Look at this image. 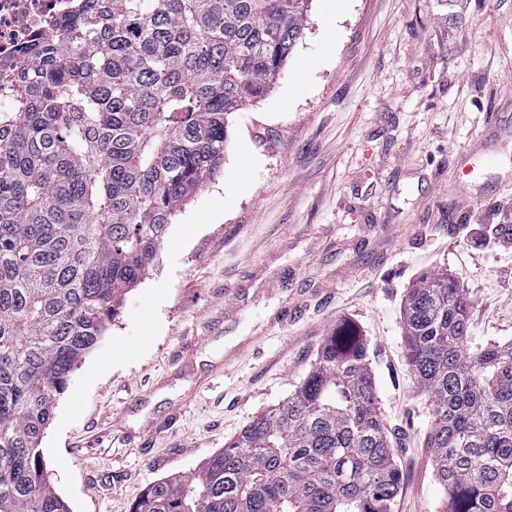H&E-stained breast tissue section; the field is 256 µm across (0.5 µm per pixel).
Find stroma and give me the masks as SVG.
<instances>
[{
  "label": "stroma",
  "mask_w": 512,
  "mask_h": 512,
  "mask_svg": "<svg viewBox=\"0 0 512 512\" xmlns=\"http://www.w3.org/2000/svg\"><path fill=\"white\" fill-rule=\"evenodd\" d=\"M512 0H309L269 94L79 363L41 443L71 512H132L287 400L353 323L402 470L440 512L432 405L402 313L447 270L480 339L512 344Z\"/></svg>",
  "instance_id": "1"
}]
</instances>
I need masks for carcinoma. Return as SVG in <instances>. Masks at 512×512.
Here are the masks:
<instances>
[{
    "instance_id": "carcinoma-1",
    "label": "carcinoma",
    "mask_w": 512,
    "mask_h": 512,
    "mask_svg": "<svg viewBox=\"0 0 512 512\" xmlns=\"http://www.w3.org/2000/svg\"><path fill=\"white\" fill-rule=\"evenodd\" d=\"M75 2L0 93V512H70L40 448L56 398L220 170L228 116L267 95L308 0ZM403 331L443 512H512V346H468L446 271L410 290ZM400 485L347 326L286 401L133 512H393Z\"/></svg>"
}]
</instances>
